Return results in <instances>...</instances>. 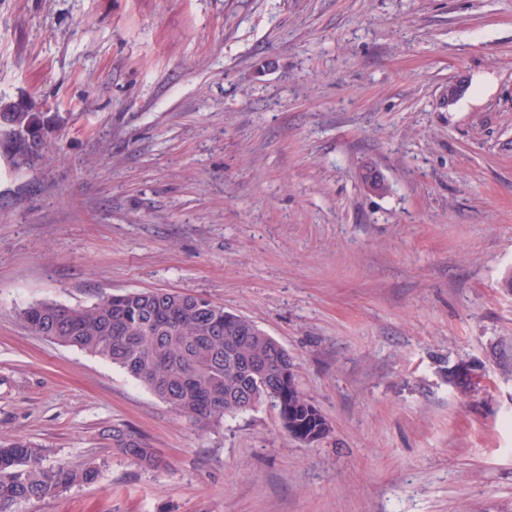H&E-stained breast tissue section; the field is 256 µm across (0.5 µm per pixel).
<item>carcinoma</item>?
Wrapping results in <instances>:
<instances>
[{
    "label": "carcinoma",
    "instance_id": "obj_1",
    "mask_svg": "<svg viewBox=\"0 0 512 512\" xmlns=\"http://www.w3.org/2000/svg\"><path fill=\"white\" fill-rule=\"evenodd\" d=\"M65 118L24 103L0 108L14 168L43 157L50 133ZM20 321L34 336L54 340L120 367L161 401L201 427L221 423L262 403L277 408L283 428L297 439L321 440L330 426L300 388L293 358L251 320L206 298L169 290L111 295L89 306L35 302ZM107 439L144 470L167 467L147 438L114 425ZM103 465L43 463L42 449L27 440L0 441V512L54 498L96 482Z\"/></svg>",
    "mask_w": 512,
    "mask_h": 512
}]
</instances>
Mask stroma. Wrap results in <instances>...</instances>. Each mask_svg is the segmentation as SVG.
Here are the masks:
<instances>
[{"label": "stroma", "instance_id": "1", "mask_svg": "<svg viewBox=\"0 0 512 512\" xmlns=\"http://www.w3.org/2000/svg\"><path fill=\"white\" fill-rule=\"evenodd\" d=\"M13 103L65 124L0 147V439L104 465L17 512H512V0H0ZM135 290L253 321L329 434L199 428L17 318ZM103 435L112 441V448L140 468L155 471L167 467L160 452L156 448H152L144 435L119 425L103 431Z\"/></svg>", "mask_w": 512, "mask_h": 512}]
</instances>
